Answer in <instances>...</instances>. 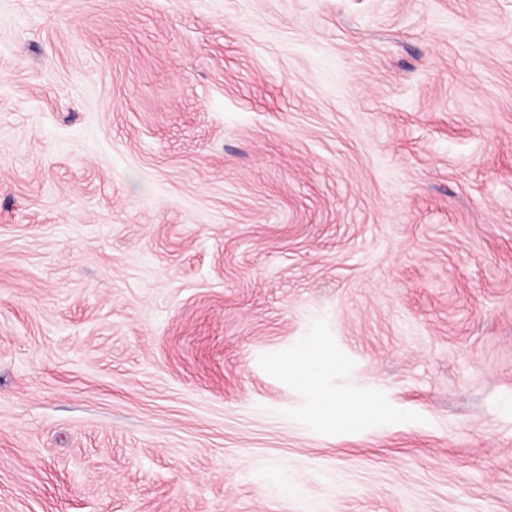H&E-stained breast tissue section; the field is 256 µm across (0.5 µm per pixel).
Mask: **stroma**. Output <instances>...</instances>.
Here are the masks:
<instances>
[{
  "mask_svg": "<svg viewBox=\"0 0 512 512\" xmlns=\"http://www.w3.org/2000/svg\"><path fill=\"white\" fill-rule=\"evenodd\" d=\"M0 512H512V0H0ZM334 363L330 350L326 346L317 345L305 352L297 369V374L301 377L303 383L316 393L320 390V371L331 368Z\"/></svg>",
  "mask_w": 512,
  "mask_h": 512,
  "instance_id": "1",
  "label": "stroma"
}]
</instances>
